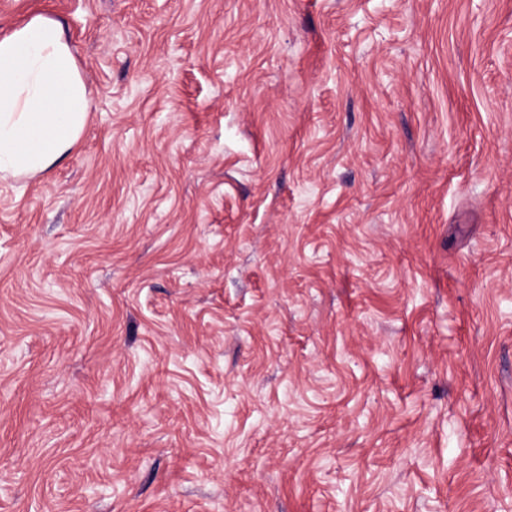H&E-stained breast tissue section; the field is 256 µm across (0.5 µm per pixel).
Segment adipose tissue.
<instances>
[{
    "label": "adipose tissue",
    "mask_w": 512,
    "mask_h": 512,
    "mask_svg": "<svg viewBox=\"0 0 512 512\" xmlns=\"http://www.w3.org/2000/svg\"><path fill=\"white\" fill-rule=\"evenodd\" d=\"M91 110L60 22L36 15L0 38V175L32 177L63 160Z\"/></svg>",
    "instance_id": "adipose-tissue-1"
}]
</instances>
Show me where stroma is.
<instances>
[{
	"instance_id": "35a3bbf8",
	"label": "stroma",
	"mask_w": 512,
	"mask_h": 512,
	"mask_svg": "<svg viewBox=\"0 0 512 512\" xmlns=\"http://www.w3.org/2000/svg\"><path fill=\"white\" fill-rule=\"evenodd\" d=\"M93 99L0 179V512H512V0H0Z\"/></svg>"
}]
</instances>
